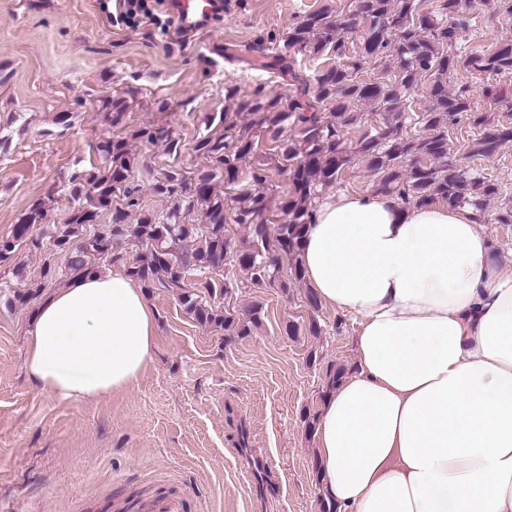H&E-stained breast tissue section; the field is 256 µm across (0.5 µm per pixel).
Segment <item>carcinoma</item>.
I'll list each match as a JSON object with an SVG mask.
<instances>
[{"mask_svg": "<svg viewBox=\"0 0 512 512\" xmlns=\"http://www.w3.org/2000/svg\"><path fill=\"white\" fill-rule=\"evenodd\" d=\"M354 2L362 23L356 43H347L354 26L341 19L342 0H326L284 33L285 52L272 54L266 66L292 87L288 101L259 90L244 95L233 82L224 85V98L234 101L235 108L204 117L205 132L192 147L202 159L200 167L187 172L180 166H140L134 140L161 146L175 159L181 155L182 140L164 126L148 124L128 136L97 141L96 162L67 178L64 190L74 206L51 232L67 274H92L98 261L108 258L126 267L144 288L180 289L182 305L199 324L248 336L258 323L259 306L240 317L213 303L238 284L219 286L208 276L191 289L185 287L186 275L217 270L229 258L257 288L286 287L279 281L285 265L292 280L305 279L299 252L306 227L355 159L377 177L375 192L415 205L440 200L473 208L485 222L512 224L511 209L488 218L487 201L497 195V184L455 160L448 143L449 129L463 117L480 129L465 159L488 158L512 142V122L474 110L468 87L448 89V78L460 70L512 75V36L487 53L464 55L458 51L470 27L464 0H439L435 7L427 0ZM485 6L487 20L499 22L506 15L512 20L508 0H485ZM307 54L327 63L308 75L298 65V57ZM367 68L371 75L365 79L361 74ZM424 81L428 107L419 117L421 134L412 137L408 99ZM363 106L383 120V127L366 126V113L359 111ZM129 107L124 95L113 94L99 100L98 112L105 123L117 126ZM354 129L359 136L351 140L347 133ZM262 137L270 143L265 150L259 146ZM140 167L154 194L170 200L162 218L143 206L141 184L134 178ZM275 174L286 176L288 190L279 192ZM51 202L50 196L37 200L8 234L0 235V264L23 244L31 251L43 248L33 226L46 223ZM185 212L197 213L200 223H183ZM103 217L108 218L104 228L82 234ZM230 223L249 229L248 239L231 257L224 238ZM131 237L141 250L128 260L114 245ZM55 275L52 262H44L37 288L10 289L7 305H26Z\"/></svg>", "mask_w": 512, "mask_h": 512, "instance_id": "1", "label": "carcinoma"}]
</instances>
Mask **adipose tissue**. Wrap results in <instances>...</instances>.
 I'll use <instances>...</instances> for the list:
<instances>
[{"label": "adipose tissue", "mask_w": 512, "mask_h": 512, "mask_svg": "<svg viewBox=\"0 0 512 512\" xmlns=\"http://www.w3.org/2000/svg\"><path fill=\"white\" fill-rule=\"evenodd\" d=\"M469 209L339 193L299 253L328 307L353 315L354 370L315 438L334 512H512V275ZM156 314L119 272L39 305L24 369L59 401L130 387L152 362Z\"/></svg>", "instance_id": "ef3b65f1"}]
</instances>
